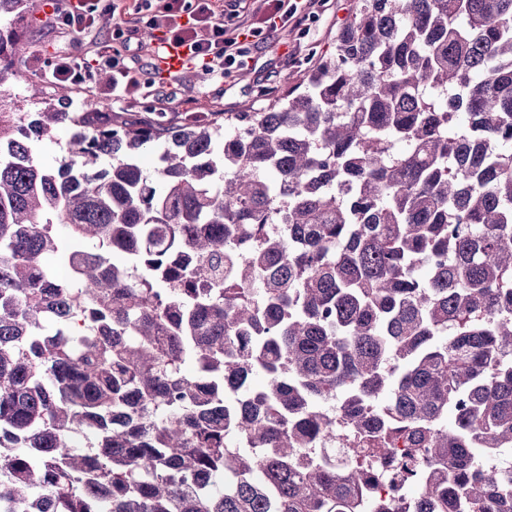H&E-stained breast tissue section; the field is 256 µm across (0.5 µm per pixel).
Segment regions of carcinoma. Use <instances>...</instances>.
Returning a JSON list of instances; mask_svg holds the SVG:
<instances>
[{
	"instance_id": "carcinoma-1",
	"label": "carcinoma",
	"mask_w": 512,
	"mask_h": 512,
	"mask_svg": "<svg viewBox=\"0 0 512 512\" xmlns=\"http://www.w3.org/2000/svg\"><path fill=\"white\" fill-rule=\"evenodd\" d=\"M69 98L0 105V512H512V0H358L222 123ZM70 135L71 129L69 126L59 127L52 139L41 142L36 146L35 156L37 161L46 167L55 165L56 160L65 153Z\"/></svg>"
}]
</instances>
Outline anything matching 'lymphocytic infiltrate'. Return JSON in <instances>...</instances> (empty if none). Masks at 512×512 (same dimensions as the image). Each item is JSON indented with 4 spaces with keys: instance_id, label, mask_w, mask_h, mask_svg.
I'll return each instance as SVG.
<instances>
[{
    "instance_id": "f902f5d3",
    "label": "lymphocytic infiltrate",
    "mask_w": 512,
    "mask_h": 512,
    "mask_svg": "<svg viewBox=\"0 0 512 512\" xmlns=\"http://www.w3.org/2000/svg\"><path fill=\"white\" fill-rule=\"evenodd\" d=\"M329 0H66L46 11L45 17L63 34L79 36L96 22L112 23L113 39H123L132 29L154 33L151 59L162 58L167 47L183 50L184 64L202 73L229 77L246 66L252 45L259 38L285 28L300 29L304 21L324 12ZM147 63L141 57L107 44H96L92 58L77 59L67 53L52 56L44 78L79 93L97 89V74L112 73V96L124 100L146 90L155 111L176 110L192 103L177 72L162 83L144 80Z\"/></svg>"
}]
</instances>
